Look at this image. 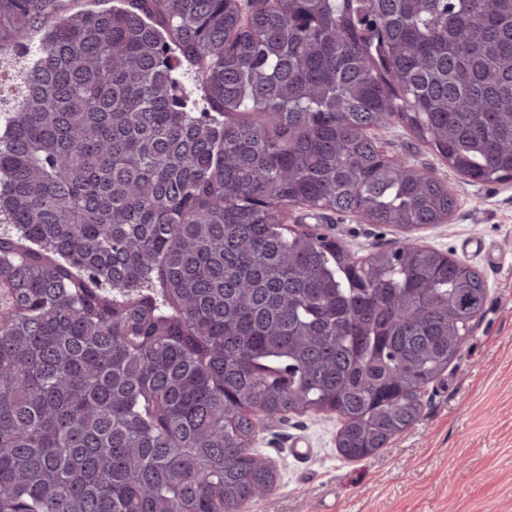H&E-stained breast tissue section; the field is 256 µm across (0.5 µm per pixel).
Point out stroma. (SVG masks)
<instances>
[{"label": "stroma", "mask_w": 512, "mask_h": 512, "mask_svg": "<svg viewBox=\"0 0 512 512\" xmlns=\"http://www.w3.org/2000/svg\"><path fill=\"white\" fill-rule=\"evenodd\" d=\"M392 154L434 168L458 197L449 222L421 229L422 246L452 254L489 285L461 356L431 383L417 421L384 447L349 461L336 446L331 412L290 415L256 428L253 449L273 464L269 497L245 512H512V181L467 182L404 126L376 129ZM289 224L340 240L364 257L402 232L354 214L294 207ZM502 261L492 264L475 242Z\"/></svg>", "instance_id": "35a3bbf8"}]
</instances>
